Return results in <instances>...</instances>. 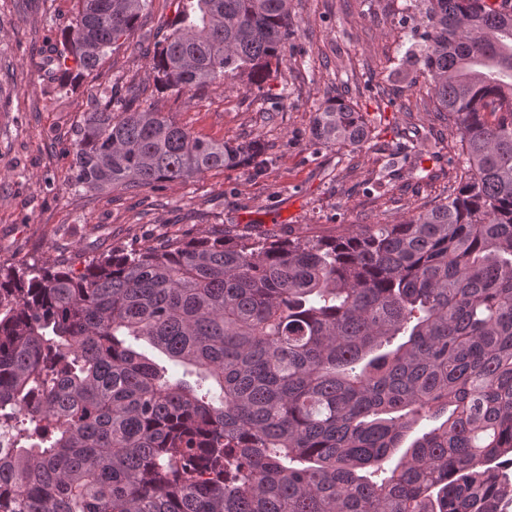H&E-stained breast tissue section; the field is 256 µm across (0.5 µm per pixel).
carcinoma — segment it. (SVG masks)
<instances>
[{"label": "carcinoma", "mask_w": 512, "mask_h": 512, "mask_svg": "<svg viewBox=\"0 0 512 512\" xmlns=\"http://www.w3.org/2000/svg\"><path fill=\"white\" fill-rule=\"evenodd\" d=\"M177 2L150 63L160 90L259 88L281 62L288 0ZM148 8L80 0L58 87ZM407 9L424 27L408 58L462 145L446 201L331 237L0 264V512H512V12ZM366 137L342 99L313 119L315 145ZM68 152L92 191L256 169L268 147L202 139L105 87Z\"/></svg>", "instance_id": "carcinoma-1"}]
</instances>
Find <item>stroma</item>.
I'll return each instance as SVG.
<instances>
[{
  "label": "stroma",
  "mask_w": 512,
  "mask_h": 512,
  "mask_svg": "<svg viewBox=\"0 0 512 512\" xmlns=\"http://www.w3.org/2000/svg\"><path fill=\"white\" fill-rule=\"evenodd\" d=\"M407 0H291L295 30L261 89L241 84L200 94L159 90L147 49L175 17L152 0L137 31L76 89L48 78L47 58L76 15L77 0H0V262H85L200 236L335 234L337 226L395 224L444 200L458 181V138L424 76L402 57L419 26ZM140 86L143 105L214 141L264 142L259 169L217 168L186 181L78 192L68 146L91 92ZM341 98L363 112L357 146L313 145L318 108ZM413 159L371 184L410 128Z\"/></svg>",
  "instance_id": "obj_1"
}]
</instances>
